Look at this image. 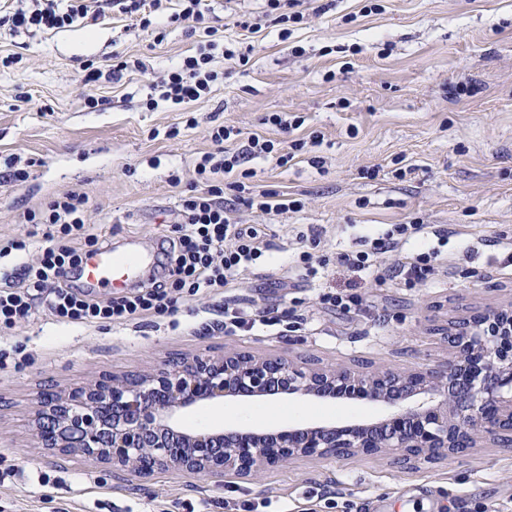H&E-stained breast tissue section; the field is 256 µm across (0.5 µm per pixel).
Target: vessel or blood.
<instances>
[{"mask_svg":"<svg viewBox=\"0 0 512 512\" xmlns=\"http://www.w3.org/2000/svg\"><path fill=\"white\" fill-rule=\"evenodd\" d=\"M153 263L154 258L148 253L128 254L101 248L86 254L78 276L83 285L91 288H121Z\"/></svg>","mask_w":512,"mask_h":512,"instance_id":"vessel-or-blood-1","label":"vessel or blood"}]
</instances>
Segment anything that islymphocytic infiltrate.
<instances>
[{"label": "lymphocytic infiltrate", "instance_id": "lymphocytic-infiltrate-1", "mask_svg": "<svg viewBox=\"0 0 512 512\" xmlns=\"http://www.w3.org/2000/svg\"><path fill=\"white\" fill-rule=\"evenodd\" d=\"M34 9L15 10L7 19L10 31L30 28H63L77 21H98L107 11L130 17L134 30L154 32L156 41L164 36L162 23L186 25L199 38L195 54L184 57L176 66L160 75L152 84L154 95L147 108L167 103L178 109L208 97L219 73L213 67L216 54H223L226 64L243 66L248 51L224 45V25L209 0H34ZM330 0H265L261 15L237 12L233 25L243 31L257 32L259 17L269 18L276 26L300 24L310 16L330 11ZM215 145L195 166L199 186L190 187L180 197L181 219L172 226L174 254L163 280L152 281L131 292L103 301L87 298L83 290L66 282L68 270L78 266L83 247L99 244L97 236L87 231L86 194L69 192L46 206L27 211L26 223L42 226V245L36 263H24L0 280V329H10L29 320L37 304H45L59 320L93 323L108 320L127 322L143 316L163 317L175 314L185 297L206 296L233 287L240 275L256 267L271 247L264 229L235 220L234 211L259 215L300 210V201L288 199L280 191H254L248 185L251 171L242 169L245 159L275 157L279 165L292 160L303 150L298 140L290 152L276 154L273 141L256 134H244L235 126L211 128ZM238 142L236 151L226 142ZM426 227L418 221L394 224L366 249L335 255L321 249V233L315 227L298 232L296 240L302 251L299 270L312 281L321 278L330 264H337L355 276L371 275L376 281L404 280L410 286L433 282L444 266L442 248L445 234H437L435 245L419 250L411 261L385 264L383 254L398 251L410 240L424 236Z\"/></svg>", "mask_w": 512, "mask_h": 512}]
</instances>
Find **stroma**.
<instances>
[{
	"label": "stroma",
	"instance_id": "stroma-1",
	"mask_svg": "<svg viewBox=\"0 0 512 512\" xmlns=\"http://www.w3.org/2000/svg\"><path fill=\"white\" fill-rule=\"evenodd\" d=\"M337 0L335 10L255 34L250 62L226 74L208 98L181 112L150 111L153 76L194 50L185 27L163 42L133 32L123 17L13 35L0 27V173L6 159L28 168L17 186L0 177V273L38 256L26 210L67 192L89 197V231L116 249L163 259L183 183L213 151L210 127L233 125L289 149L318 135L317 146L287 166L255 159L254 190L300 200V211L265 218L274 233L262 266L238 288L182 302L177 314L115 324L61 323L46 307L0 332L9 364L0 370V512H512V450L492 445L442 460L406 464L373 456L298 460L262 470L253 481L157 472L119 477L79 454L36 447L28 416L38 396L115 376L139 374L193 356L234 350L299 359L315 366H436L447 357L442 330L488 305L512 301V0ZM140 58L149 74L87 85L82 66H104L113 51ZM469 93L457 96L456 86ZM98 99L87 107L88 98ZM272 112L301 118L284 132ZM196 125L187 126L188 117ZM178 137H170L171 128ZM321 157L313 166L311 157ZM448 235V270L427 286L403 280L353 281L329 266L320 280L298 276V230L323 231L331 252L360 236L411 220ZM327 292L358 294L351 310L327 308ZM271 308L279 324L224 334L225 306ZM240 401L188 413L190 428L228 421L275 428L300 422L373 421L376 403L312 402L296 397Z\"/></svg>",
	"mask_w": 512,
	"mask_h": 512
}]
</instances>
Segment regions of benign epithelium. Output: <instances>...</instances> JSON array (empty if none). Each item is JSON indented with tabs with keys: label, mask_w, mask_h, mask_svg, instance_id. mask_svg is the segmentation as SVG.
<instances>
[{
	"label": "benign epithelium",
	"mask_w": 512,
	"mask_h": 512,
	"mask_svg": "<svg viewBox=\"0 0 512 512\" xmlns=\"http://www.w3.org/2000/svg\"><path fill=\"white\" fill-rule=\"evenodd\" d=\"M278 396L378 402L393 412L377 422L263 432L183 422L201 405ZM31 429L40 448L77 450L116 474L139 476L165 468L248 479L298 458L385 454L406 462L485 441L512 450V303L450 323L448 362L438 367L364 371L240 353L198 357L41 395Z\"/></svg>",
	"instance_id": "benign-epithelium-1"
}]
</instances>
